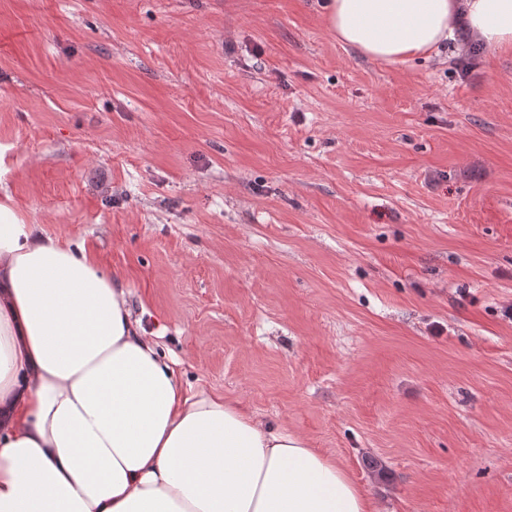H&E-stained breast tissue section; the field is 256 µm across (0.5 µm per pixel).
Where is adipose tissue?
I'll list each match as a JSON object with an SVG mask.
<instances>
[{
  "label": "adipose tissue",
  "instance_id": "obj_1",
  "mask_svg": "<svg viewBox=\"0 0 512 512\" xmlns=\"http://www.w3.org/2000/svg\"><path fill=\"white\" fill-rule=\"evenodd\" d=\"M376 60L438 54L458 29L512 51V0H325ZM0 512H374L302 435L186 389L85 247L0 203Z\"/></svg>",
  "mask_w": 512,
  "mask_h": 512
}]
</instances>
